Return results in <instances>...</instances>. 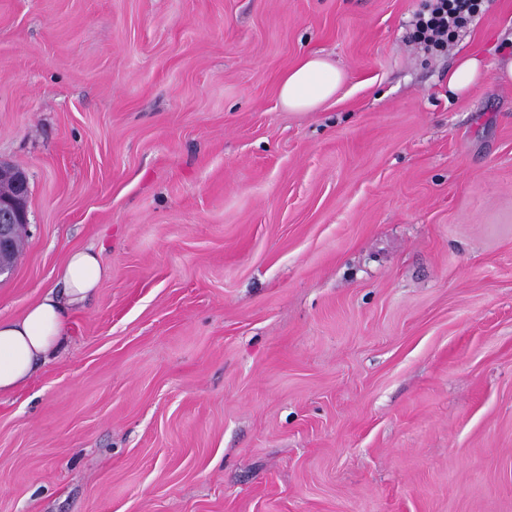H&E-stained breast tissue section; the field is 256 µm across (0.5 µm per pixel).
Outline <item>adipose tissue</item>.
<instances>
[{
  "label": "adipose tissue",
  "mask_w": 512,
  "mask_h": 512,
  "mask_svg": "<svg viewBox=\"0 0 512 512\" xmlns=\"http://www.w3.org/2000/svg\"><path fill=\"white\" fill-rule=\"evenodd\" d=\"M345 79L328 57L309 54L279 80V101L293 112H312L333 98ZM104 275L94 249L68 253L59 288L50 289L16 318L0 317V395L20 388L33 371L54 356L66 334V313L83 306Z\"/></svg>",
  "instance_id": "1"
}]
</instances>
